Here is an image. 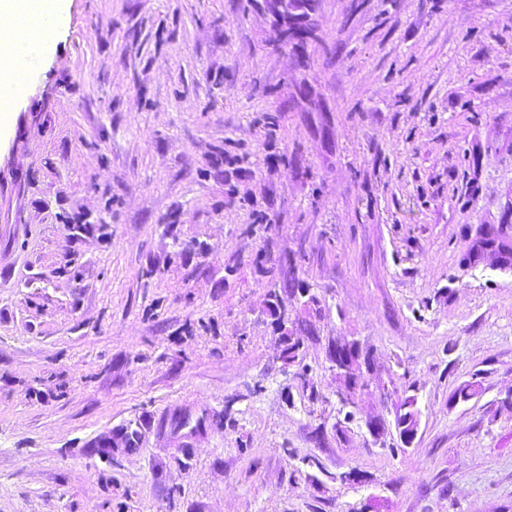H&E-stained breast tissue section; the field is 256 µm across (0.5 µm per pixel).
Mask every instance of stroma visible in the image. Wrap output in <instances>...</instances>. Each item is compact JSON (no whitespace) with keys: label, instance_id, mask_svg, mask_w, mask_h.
Returning <instances> with one entry per match:
<instances>
[{"label":"stroma","instance_id":"stroma-1","mask_svg":"<svg viewBox=\"0 0 512 512\" xmlns=\"http://www.w3.org/2000/svg\"><path fill=\"white\" fill-rule=\"evenodd\" d=\"M315 4L70 0L0 131V512H512V0ZM287 23L288 43L304 42L312 32L311 12L314 0H276ZM267 315L274 318H279L277 324L279 326V330L281 331V336H284L285 339V349L283 354L286 355L288 361H295L299 356V351L302 346V341L299 337H296V333L293 328H288L287 322L284 318L281 317L277 305L272 301H267L265 307ZM295 336V337H294ZM349 347L350 351L347 350ZM361 357L362 351L355 341L336 343V348L333 350L332 362L336 367L337 375L345 384V392L341 394L342 402L345 405L354 404L357 387H364L363 384H360L359 376ZM355 378H358L359 384L358 381L355 383Z\"/></svg>","mask_w":512,"mask_h":512}]
</instances>
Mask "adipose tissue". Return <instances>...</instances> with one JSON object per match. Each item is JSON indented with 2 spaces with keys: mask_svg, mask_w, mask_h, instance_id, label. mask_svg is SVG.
I'll return each mask as SVG.
<instances>
[{
  "mask_svg": "<svg viewBox=\"0 0 512 512\" xmlns=\"http://www.w3.org/2000/svg\"><path fill=\"white\" fill-rule=\"evenodd\" d=\"M69 0H0V111H12L19 81L48 56Z\"/></svg>",
  "mask_w": 512,
  "mask_h": 512,
  "instance_id": "ef3b65f1",
  "label": "adipose tissue"
}]
</instances>
